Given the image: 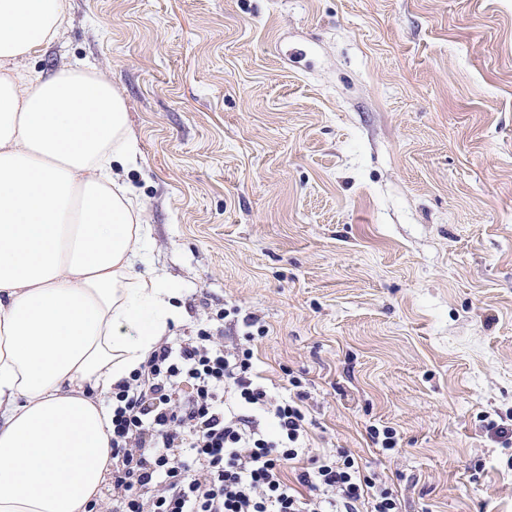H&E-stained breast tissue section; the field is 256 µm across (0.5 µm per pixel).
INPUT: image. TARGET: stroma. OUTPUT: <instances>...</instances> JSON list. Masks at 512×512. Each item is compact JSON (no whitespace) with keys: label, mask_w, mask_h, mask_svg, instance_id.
Masks as SVG:
<instances>
[{"label":"stroma","mask_w":512,"mask_h":512,"mask_svg":"<svg viewBox=\"0 0 512 512\" xmlns=\"http://www.w3.org/2000/svg\"><path fill=\"white\" fill-rule=\"evenodd\" d=\"M30 68L123 96L170 343L306 385L400 512H512V0H69ZM227 311L226 319L216 314ZM392 428L383 451L371 428Z\"/></svg>","instance_id":"35a3bbf8"}]
</instances>
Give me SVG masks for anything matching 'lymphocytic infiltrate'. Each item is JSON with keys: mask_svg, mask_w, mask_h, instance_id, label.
<instances>
[{"mask_svg": "<svg viewBox=\"0 0 512 512\" xmlns=\"http://www.w3.org/2000/svg\"><path fill=\"white\" fill-rule=\"evenodd\" d=\"M245 325L232 346L203 329L179 348L161 343L113 387L112 471L89 512H400L347 450L307 448L306 392L278 399L256 382L251 344L267 330L254 315Z\"/></svg>", "mask_w": 512, "mask_h": 512, "instance_id": "obj_1", "label": "lymphocytic infiltrate"}]
</instances>
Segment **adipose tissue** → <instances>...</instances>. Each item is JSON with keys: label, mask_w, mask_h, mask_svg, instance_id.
I'll list each match as a JSON object with an SVG mask.
<instances>
[{"label": "adipose tissue", "mask_w": 512, "mask_h": 512, "mask_svg": "<svg viewBox=\"0 0 512 512\" xmlns=\"http://www.w3.org/2000/svg\"><path fill=\"white\" fill-rule=\"evenodd\" d=\"M68 22V0H0V512L102 498L103 396L182 316L173 282L134 270L151 257L124 98L81 64L25 67Z\"/></svg>", "instance_id": "ef3b65f1"}]
</instances>
